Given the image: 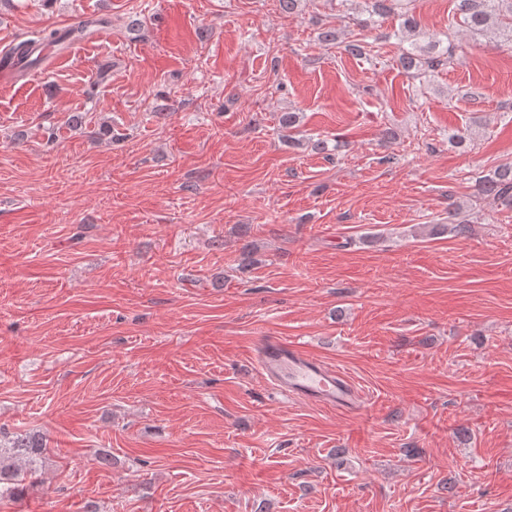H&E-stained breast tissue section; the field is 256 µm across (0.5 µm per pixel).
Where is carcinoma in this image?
Wrapping results in <instances>:
<instances>
[{"label":"carcinoma","mask_w":512,"mask_h":512,"mask_svg":"<svg viewBox=\"0 0 512 512\" xmlns=\"http://www.w3.org/2000/svg\"><path fill=\"white\" fill-rule=\"evenodd\" d=\"M371 17L384 18L396 14L402 19L399 30L393 36L403 40L405 34L416 31L418 22L409 4L402 0H367ZM453 3L454 25L445 34L447 47L438 51L439 42L429 46V51L416 54L415 49L403 51L399 63L403 69L418 76L442 69L465 54V47L459 42L457 30L464 28L474 35L499 34L512 43V0H451ZM105 24L102 19H87L76 30L44 28L33 38L11 47L3 57V63L25 71L36 67L42 61L37 51L43 47L65 44L75 33H83L92 27ZM478 195L500 200L512 206V162H504L494 171L481 177L477 185ZM46 451L43 440L31 435L15 437L8 444L0 443V497L7 494L18 496L26 483L36 474L37 460ZM28 459L29 468L21 470L17 461Z\"/></svg>","instance_id":"1"}]
</instances>
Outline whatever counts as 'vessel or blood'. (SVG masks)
Instances as JSON below:
<instances>
[{
    "instance_id": "obj_1",
    "label": "vessel or blood",
    "mask_w": 512,
    "mask_h": 512,
    "mask_svg": "<svg viewBox=\"0 0 512 512\" xmlns=\"http://www.w3.org/2000/svg\"><path fill=\"white\" fill-rule=\"evenodd\" d=\"M258 369L287 396L332 410L350 411L358 405V389L343 370L288 340H264L258 351Z\"/></svg>"
}]
</instances>
